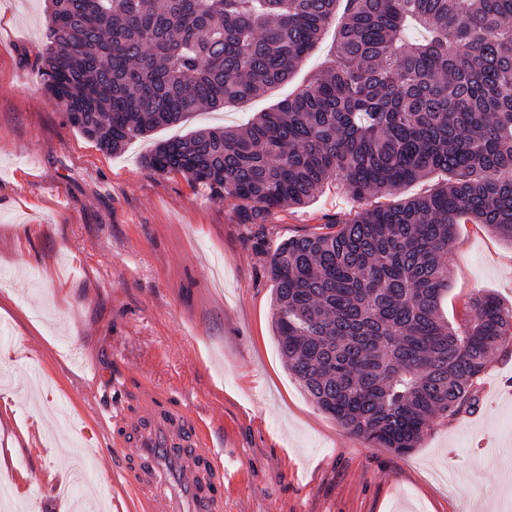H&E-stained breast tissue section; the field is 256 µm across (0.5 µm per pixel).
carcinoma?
Returning <instances> with one entry per match:
<instances>
[{
	"instance_id": "cac0c4a2",
	"label": "carcinoma",
	"mask_w": 512,
	"mask_h": 512,
	"mask_svg": "<svg viewBox=\"0 0 512 512\" xmlns=\"http://www.w3.org/2000/svg\"><path fill=\"white\" fill-rule=\"evenodd\" d=\"M39 69L69 123L107 153L201 109L285 83L341 13L336 65L243 126L161 140L144 158L250 224L329 179L359 201L437 178L290 239L269 275L288 371L375 448L407 454L437 415L474 406L512 307L440 312L462 220L512 242V0H50Z\"/></svg>"
}]
</instances>
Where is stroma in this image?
I'll use <instances>...</instances> for the list:
<instances>
[{"label":"stroma","mask_w":512,"mask_h":512,"mask_svg":"<svg viewBox=\"0 0 512 512\" xmlns=\"http://www.w3.org/2000/svg\"><path fill=\"white\" fill-rule=\"evenodd\" d=\"M46 0H0V480L16 512H139L101 423L125 386L175 389L224 448V512H512V350L469 412L417 448H372L322 411L280 355L270 258L361 208L336 181L306 206L243 223L238 202L161 174L155 141L245 123L334 64L335 27L288 84L102 152L51 102L39 67ZM442 311L512 305V242L459 225ZM89 474L61 477L67 440Z\"/></svg>","instance_id":"obj_1"}]
</instances>
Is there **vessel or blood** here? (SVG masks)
<instances>
[{"label":"vessel or blood","mask_w":512,"mask_h":512,"mask_svg":"<svg viewBox=\"0 0 512 512\" xmlns=\"http://www.w3.org/2000/svg\"><path fill=\"white\" fill-rule=\"evenodd\" d=\"M104 423L143 512H224V451L179 393L140 382Z\"/></svg>","instance_id":"vessel-or-blood-1"}]
</instances>
